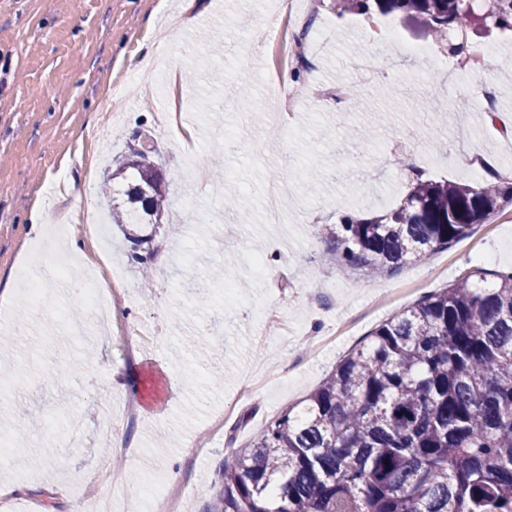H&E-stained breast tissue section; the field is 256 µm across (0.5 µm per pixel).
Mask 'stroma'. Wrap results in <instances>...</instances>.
Here are the masks:
<instances>
[{
  "mask_svg": "<svg viewBox=\"0 0 512 512\" xmlns=\"http://www.w3.org/2000/svg\"><path fill=\"white\" fill-rule=\"evenodd\" d=\"M269 0H197L183 25L185 0H0V336L14 340L0 355V436L23 447L0 465V485H19L24 508L55 496V512H76L67 494H106L94 476L110 462L114 433L100 424L101 408L120 409L130 371L144 378L157 416L122 428L136 469L115 468L127 506L167 512L171 472L189 487L186 512H207L221 484L226 456L245 448L282 411L314 390L381 322L422 296L475 270L512 271V210L474 228L452 247L398 271L372 277L322 262L320 225L342 216L369 218L395 205L411 187L396 159L456 182L512 180V155L486 120L472 84L446 92L442 70L411 56L400 69L420 78L416 97L391 82L358 83L353 66L386 50L370 36L392 24L401 41L432 38L401 17L338 16L315 5L318 49L313 94L290 119L293 132L265 143V123L251 105L269 110L268 87L280 77L279 49L265 41L260 21ZM486 58L501 113L512 115V32L473 38ZM156 64L168 101L147 105L132 73ZM112 123V150L133 138L149 141L170 183V204L148 248L166 254L154 263V286L143 289L121 229L106 225L109 254L125 277L128 297L102 298L108 311L143 324L153 344L128 352L119 341L88 331L69 343L47 316L78 317L69 302L83 265L69 240L88 247L85 225L71 213H102L104 165L87 168L86 137ZM371 127L365 144L353 129ZM491 156L475 170L455 142ZM248 201L250 214L225 211L229 196ZM43 216L29 232L31 211ZM261 256L269 273L249 261ZM67 275L44 282L31 304L25 282L42 264ZM223 371L213 381L210 371ZM224 415L217 449L205 451L210 423ZM25 434H18V426Z\"/></svg>",
  "mask_w": 512,
  "mask_h": 512,
  "instance_id": "35a3bbf8",
  "label": "stroma"
}]
</instances>
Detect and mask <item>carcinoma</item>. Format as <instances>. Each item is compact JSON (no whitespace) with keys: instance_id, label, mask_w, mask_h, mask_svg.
Wrapping results in <instances>:
<instances>
[{"instance_id":"cac0c4a2","label":"carcinoma","mask_w":512,"mask_h":512,"mask_svg":"<svg viewBox=\"0 0 512 512\" xmlns=\"http://www.w3.org/2000/svg\"><path fill=\"white\" fill-rule=\"evenodd\" d=\"M338 13L399 14L445 37L512 31V0H334ZM128 146L104 189L112 222L149 243L169 182ZM512 206V183L420 178L375 220L323 228L324 261L396 271ZM208 512H512V271L476 270L422 297L352 349L303 408L279 414L224 462Z\"/></svg>"}]
</instances>
